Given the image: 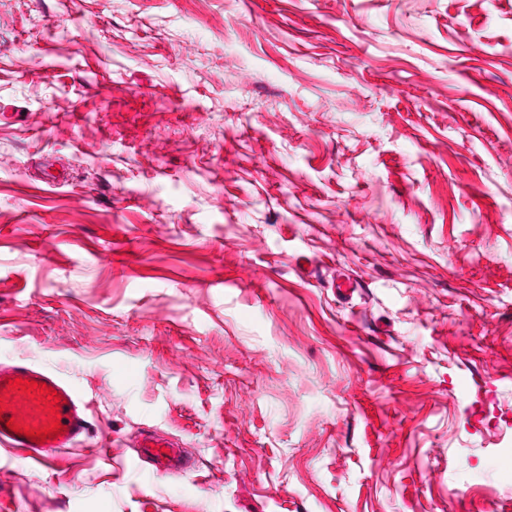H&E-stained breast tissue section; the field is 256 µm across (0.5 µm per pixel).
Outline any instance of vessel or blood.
Listing matches in <instances>:
<instances>
[{
  "label": "vessel or blood",
  "instance_id": "obj_1",
  "mask_svg": "<svg viewBox=\"0 0 512 512\" xmlns=\"http://www.w3.org/2000/svg\"><path fill=\"white\" fill-rule=\"evenodd\" d=\"M37 382L49 392L58 394L59 400L49 406L37 390L23 394L16 390V380ZM89 407L81 392L59 374L31 360L20 359L0 364V445L19 448L27 457L45 464H54L59 453L76 447L91 430ZM59 414L61 428L46 439L29 438L7 428V420L38 430L48 425L52 414ZM138 461H152L157 472L176 473L183 469L182 451L172 441L153 437L137 443Z\"/></svg>",
  "mask_w": 512,
  "mask_h": 512
}]
</instances>
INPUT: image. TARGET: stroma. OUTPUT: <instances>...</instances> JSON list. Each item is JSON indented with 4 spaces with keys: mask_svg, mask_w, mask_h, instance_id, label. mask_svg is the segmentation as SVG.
<instances>
[{
    "mask_svg": "<svg viewBox=\"0 0 512 512\" xmlns=\"http://www.w3.org/2000/svg\"><path fill=\"white\" fill-rule=\"evenodd\" d=\"M19 358L0 512H512V0H0ZM15 379H22V384H15ZM24 381L37 382L30 394H20V385ZM49 390V394L40 395L38 389ZM14 386V390L8 389ZM57 392V395H54ZM52 395V399H47ZM60 396L59 402H54ZM0 444L7 448H19L26 452V456L44 465H52L58 454L65 448L76 447L83 438L90 434L91 422L89 420V407L81 392L71 382L59 374L31 360H14L9 364H0ZM48 400V405H45ZM50 408H55L50 414ZM56 414L61 415L57 418ZM14 418V423L29 425L39 430L48 425L50 420L60 421L62 429L57 434H50L45 441L40 438L26 437L24 433L11 431L6 422ZM137 459L154 462L157 473H176L184 470L181 448L166 439L145 437L137 443Z\"/></svg>",
    "mask_w": 512,
    "mask_h": 512,
    "instance_id": "1",
    "label": "stroma"
}]
</instances>
